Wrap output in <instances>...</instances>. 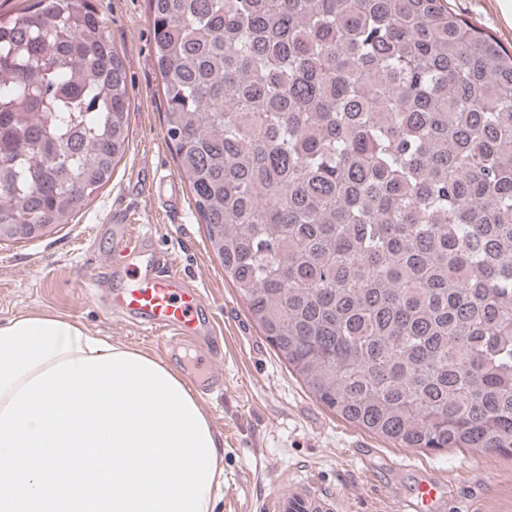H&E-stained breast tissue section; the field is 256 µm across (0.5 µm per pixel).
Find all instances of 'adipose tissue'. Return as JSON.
Wrapping results in <instances>:
<instances>
[{"label":"adipose tissue","mask_w":512,"mask_h":512,"mask_svg":"<svg viewBox=\"0 0 512 512\" xmlns=\"http://www.w3.org/2000/svg\"><path fill=\"white\" fill-rule=\"evenodd\" d=\"M124 347L95 335L53 312L19 315L0 322V410L20 386L56 364L123 352Z\"/></svg>","instance_id":"1"}]
</instances>
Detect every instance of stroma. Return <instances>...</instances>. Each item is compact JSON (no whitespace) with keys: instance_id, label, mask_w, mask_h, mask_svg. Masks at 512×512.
Returning a JSON list of instances; mask_svg holds the SVG:
<instances>
[{"instance_id":"stroma-1","label":"stroma","mask_w":512,"mask_h":512,"mask_svg":"<svg viewBox=\"0 0 512 512\" xmlns=\"http://www.w3.org/2000/svg\"><path fill=\"white\" fill-rule=\"evenodd\" d=\"M93 3L114 45L129 60V147L110 182L69 223L41 238L0 243V321L56 312L111 342L161 355L180 371L195 370L193 350L163 348L156 335L126 326L87 292L107 265L113 219L152 231L154 247L209 299L211 316L224 328L218 364L223 389L209 390L206 377L196 379L223 442L224 484L215 512H265L267 500L296 477L338 495L341 512H389L393 497L410 490L415 480L413 471L389 467L399 449L336 416L306 392L252 322L210 250L166 136L146 0ZM448 5L512 51V19L504 16L500 0H448ZM162 176L178 180L179 214L147 195L149 185ZM409 454L418 466L442 470L467 512H512V459L463 448H413Z\"/></svg>"}]
</instances>
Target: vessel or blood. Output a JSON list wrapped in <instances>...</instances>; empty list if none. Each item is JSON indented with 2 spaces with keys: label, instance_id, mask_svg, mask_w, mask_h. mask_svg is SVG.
Returning a JSON list of instances; mask_svg holds the SVG:
<instances>
[{
  "label": "vessel or blood",
  "instance_id": "b4317fda",
  "mask_svg": "<svg viewBox=\"0 0 512 512\" xmlns=\"http://www.w3.org/2000/svg\"><path fill=\"white\" fill-rule=\"evenodd\" d=\"M108 269L126 285L110 299L112 313L137 328L158 331L163 345L215 341L220 330L214 321H201L207 303L195 288L179 287L171 260L151 245L147 232H132L121 225L112 239ZM336 498L316 492L311 481H292L287 492L275 493L267 512H335ZM392 512H463L447 500L444 477L432 475L418 484L412 504H399Z\"/></svg>",
  "mask_w": 512,
  "mask_h": 512
}]
</instances>
